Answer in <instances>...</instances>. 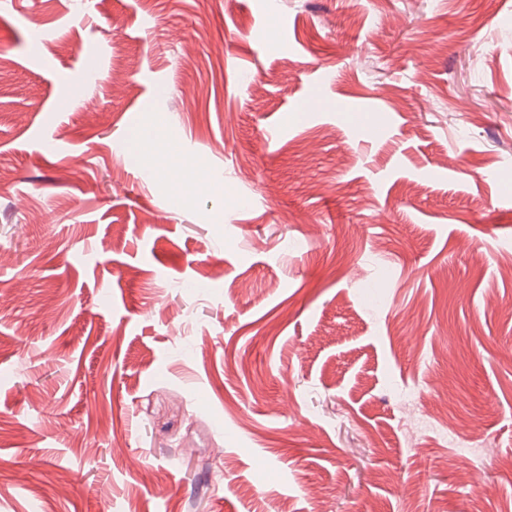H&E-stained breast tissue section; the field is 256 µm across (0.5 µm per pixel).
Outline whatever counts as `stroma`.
Instances as JSON below:
<instances>
[{
	"label": "stroma",
	"instance_id": "obj_1",
	"mask_svg": "<svg viewBox=\"0 0 512 512\" xmlns=\"http://www.w3.org/2000/svg\"><path fill=\"white\" fill-rule=\"evenodd\" d=\"M1 55L0 512H512V0H0Z\"/></svg>",
	"mask_w": 512,
	"mask_h": 512
}]
</instances>
